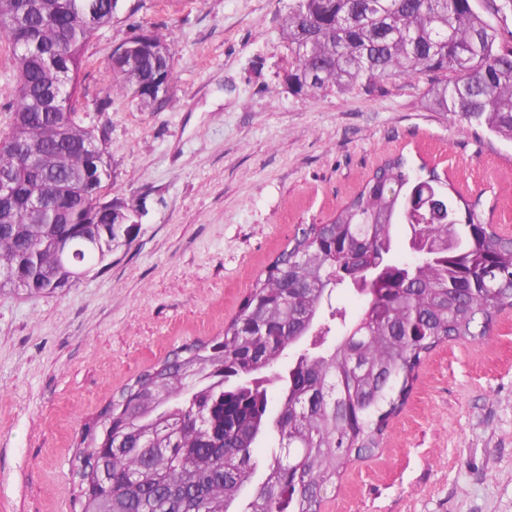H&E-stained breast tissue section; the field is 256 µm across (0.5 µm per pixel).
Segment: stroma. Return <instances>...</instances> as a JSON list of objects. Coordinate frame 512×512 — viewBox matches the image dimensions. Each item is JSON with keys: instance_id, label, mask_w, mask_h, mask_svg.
Instances as JSON below:
<instances>
[{"instance_id": "1", "label": "stroma", "mask_w": 512, "mask_h": 512, "mask_svg": "<svg viewBox=\"0 0 512 512\" xmlns=\"http://www.w3.org/2000/svg\"><path fill=\"white\" fill-rule=\"evenodd\" d=\"M288 0H117L88 41L79 117L106 139L107 198L138 234L51 298L0 293V512H73L77 434L141 371L222 333L299 228L389 156L428 163L512 231V142L427 109L426 79L288 90ZM176 56L161 101L112 90L138 33ZM321 512H512V311L433 351L371 457Z\"/></svg>"}]
</instances>
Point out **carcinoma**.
Instances as JSON below:
<instances>
[{
	"label": "carcinoma",
	"instance_id": "carcinoma-1",
	"mask_svg": "<svg viewBox=\"0 0 512 512\" xmlns=\"http://www.w3.org/2000/svg\"><path fill=\"white\" fill-rule=\"evenodd\" d=\"M116 0H0V37L17 74L7 129L0 130V173L19 193L0 227V255L22 270L0 275V292L48 297L64 286L45 271L49 246L76 236L78 224L106 218L103 189L81 183L84 154L50 137L60 120L82 129L86 149L110 177L106 146L77 119L78 76L89 38L112 21ZM285 35L295 57L293 92L367 90L396 78H429L427 102L512 140V44L475 10L473 0H290ZM148 49L111 60L112 89L142 103L158 74ZM55 96L67 112L40 108ZM22 142L58 156L38 189L61 213L32 220L24 211L32 178ZM448 202L456 249L409 265L404 244L446 227L411 203ZM434 168L404 156L385 161L324 224L296 233L251 285L223 335L182 344L138 374L88 422L73 464L79 512H321L323 495L355 459L379 450L389 420L405 404L422 362L451 341H479L512 310V238L485 221ZM388 274L353 312L325 303L346 285L357 240ZM112 254V238L83 249L74 265L91 268ZM280 384L273 407L265 384ZM229 412L212 451L210 416ZM111 473L112 495L101 488Z\"/></svg>",
	"mask_w": 512,
	"mask_h": 512
}]
</instances>
